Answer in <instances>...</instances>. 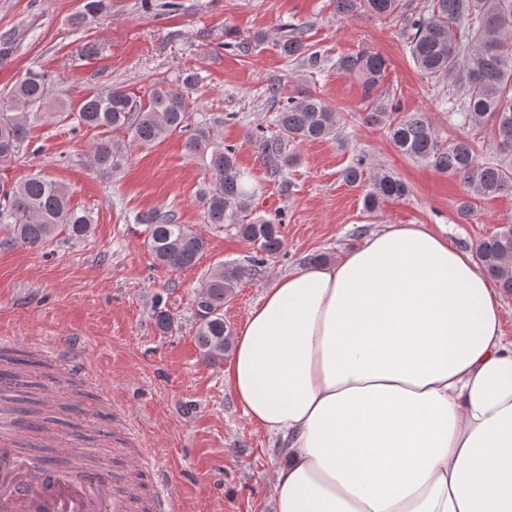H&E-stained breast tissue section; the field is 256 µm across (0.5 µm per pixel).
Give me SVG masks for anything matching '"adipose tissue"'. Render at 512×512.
<instances>
[{
    "label": "adipose tissue",
    "mask_w": 512,
    "mask_h": 512,
    "mask_svg": "<svg viewBox=\"0 0 512 512\" xmlns=\"http://www.w3.org/2000/svg\"><path fill=\"white\" fill-rule=\"evenodd\" d=\"M224 382L284 445L276 512H512L501 299L426 225H382L277 277Z\"/></svg>",
    "instance_id": "obj_1"
}]
</instances>
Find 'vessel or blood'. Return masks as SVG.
<instances>
[{"label": "vessel or blood", "mask_w": 512, "mask_h": 512, "mask_svg": "<svg viewBox=\"0 0 512 512\" xmlns=\"http://www.w3.org/2000/svg\"><path fill=\"white\" fill-rule=\"evenodd\" d=\"M62 374L77 372L79 361L67 344H46ZM8 419L0 420V512H131L132 501L112 494V475L100 464H83L68 452L59 467L26 456L17 448Z\"/></svg>", "instance_id": "1"}]
</instances>
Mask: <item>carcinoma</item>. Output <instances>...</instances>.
I'll list each match as a JSON object with an SVG mask.
<instances>
[{
    "mask_svg": "<svg viewBox=\"0 0 512 512\" xmlns=\"http://www.w3.org/2000/svg\"><path fill=\"white\" fill-rule=\"evenodd\" d=\"M345 16L366 15L391 19L400 27L406 48L417 68L431 79L454 82L453 91L442 95L448 105V122L464 134L451 144L438 140L430 117L424 112L400 111L380 88L388 60L378 52L361 50L336 59V70L358 79L368 112L364 122L386 132L403 155L420 160L437 171L459 177L466 194L457 203V214L464 221L475 215L479 199L512 193V162L489 163L477 157L469 132L488 130L496 148L512 157V0H427L418 12L405 0H336ZM111 8V0H85L76 22H84ZM280 53L311 69L321 67V56L310 51L305 31L291 25L288 35L277 40ZM269 97L278 105V131L250 134L263 160L278 171L292 160L286 148L333 138L338 134L340 113L323 98L299 90L282 96L272 86ZM69 118L65 105L47 101V77L28 70L5 97L0 98V163L17 158L30 141L32 124L61 122ZM190 119L188 95L170 87L167 80L155 81L145 98L121 88L86 96L77 112L82 127L97 131L91 151V167L108 177L122 168L133 146L162 142L173 132L187 127ZM129 134L126 141L112 139L115 130ZM188 156L198 158L213 173L212 186L205 192V220L228 224L256 248L247 264L220 263L209 271L197 299L195 333L197 347L205 360L217 365L224 360L234 340L231 326L224 321V299L231 296L245 278L257 274L270 258L283 249L281 227L284 218H245L252 196L250 177L237 162L232 145L219 144L212 128L201 124L187 136ZM368 167L360 157L344 171L352 185L365 181ZM363 197L365 209L374 211L380 201L401 199L407 185L388 173L370 176ZM148 225L147 247L158 266L178 271L196 264L207 247L206 238L184 224L176 223L173 213L156 208L139 217ZM95 224L91 211L71 203L68 187L38 173L7 186L0 183V225L8 232L6 243L41 249L63 235L71 240L87 237ZM481 269L507 294H512V224H507L477 248ZM47 364L24 350L0 349V379L10 386L0 390V413L10 417L21 447L39 451L28 441L30 433L43 432L54 419L43 413L42 382Z\"/></svg>",
    "mask_w": 512,
    "mask_h": 512,
    "instance_id": "obj_1",
    "label": "carcinoma"
}]
</instances>
